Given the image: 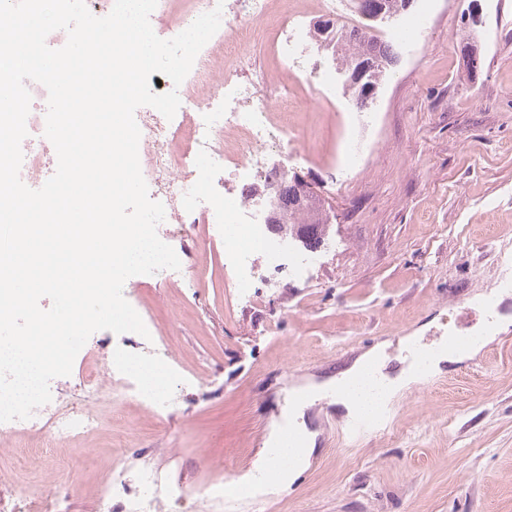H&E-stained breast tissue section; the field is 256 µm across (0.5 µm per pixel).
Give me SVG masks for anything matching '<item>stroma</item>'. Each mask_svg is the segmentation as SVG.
Returning <instances> with one entry per match:
<instances>
[{"label": "stroma", "instance_id": "obj_1", "mask_svg": "<svg viewBox=\"0 0 512 512\" xmlns=\"http://www.w3.org/2000/svg\"><path fill=\"white\" fill-rule=\"evenodd\" d=\"M425 11L426 33L393 46L397 61L367 106L371 126L358 124L344 76L296 86L288 155L271 162L312 181L328 208L309 272L257 255L252 296L241 299L223 235L196 224L175 242L179 269L123 286L155 338L97 331L71 374L50 382L62 407L100 409L102 429L73 457L33 459L24 439H0V469L24 484L46 475L71 512H92L89 490L116 456L128 485L154 466L191 487L163 512H218L198 489L225 468H251L292 384L325 379L379 344L394 370L410 342L476 333L499 288L498 254L512 252V0H414L408 13ZM356 138L366 150L350 171ZM122 349L183 370L172 411L157 418L120 393L83 388L87 370L108 380ZM392 411L383 433L348 445L336 404H310L317 437L304 475L237 512H512V325L403 391Z\"/></svg>", "mask_w": 512, "mask_h": 512}]
</instances>
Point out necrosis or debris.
Listing matches in <instances>:
<instances>
[{
	"instance_id": "1",
	"label": "necrosis or debris",
	"mask_w": 512,
	"mask_h": 512,
	"mask_svg": "<svg viewBox=\"0 0 512 512\" xmlns=\"http://www.w3.org/2000/svg\"><path fill=\"white\" fill-rule=\"evenodd\" d=\"M238 10L218 7L217 0H157L151 22H162L160 38L170 39L187 29L200 15L221 8V24L199 52L180 86L163 80V89H177L183 105L194 108L188 125L178 126L161 113L146 112L139 119L141 138L139 161L144 179L165 203V218L157 234L172 243L176 227L204 218L210 224L235 225L237 245L231 246L232 270L241 297H248L255 278L252 258L271 253L273 243L267 232L273 170L263 168L267 152H284L288 112L289 73L303 71L309 61V32L296 20L304 11L302 0H239ZM276 17L270 51L286 64L275 78H241L244 49L258 25ZM32 107L26 120L27 135L21 148L20 178L33 185L53 173L54 147L43 138L46 115L39 103L46 88L28 82ZM193 149L185 158V149ZM224 173L247 186L248 194L214 195L209 184L215 173ZM175 373L163 360L152 362L119 353L112 358V384L127 392L143 410L163 415ZM100 410H63L54 404L39 407L26 420L0 422V438H24L34 454H47L99 431ZM182 485L161 476L143 478L138 490L126 487L121 470L109 465L95 490L102 505L120 501L122 512H160L166 495L182 492Z\"/></svg>"
}]
</instances>
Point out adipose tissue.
Here are the masks:
<instances>
[{
	"mask_svg": "<svg viewBox=\"0 0 512 512\" xmlns=\"http://www.w3.org/2000/svg\"><path fill=\"white\" fill-rule=\"evenodd\" d=\"M476 347H467L456 353H449L446 347L427 349L424 360L419 365L408 366L398 378L391 379L382 374L383 348L375 346L361 354L350 366L337 372L329 386L312 385L294 388L292 397L297 406L284 413L283 423L297 432L304 441L303 449L278 446L272 461H259L257 473H264L268 464H275L276 477L280 487H289L307 469L313 452L315 435L307 427L302 410L303 404L318 399L325 389H335L338 402L346 410L373 411L377 405L393 399L400 391L419 383L427 376L441 372L444 364L457 363L472 358Z\"/></svg>",
	"mask_w": 512,
	"mask_h": 512,
	"instance_id": "1",
	"label": "adipose tissue"
}]
</instances>
